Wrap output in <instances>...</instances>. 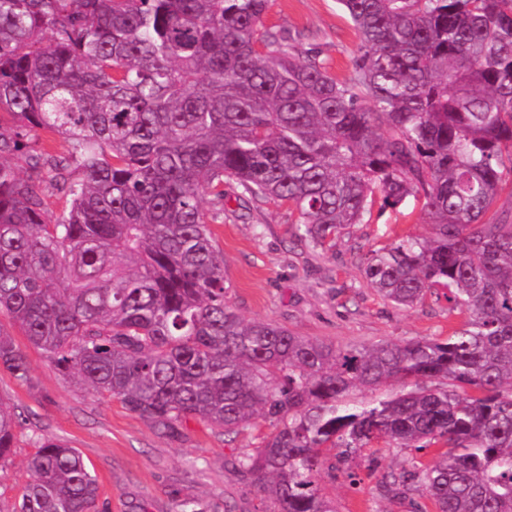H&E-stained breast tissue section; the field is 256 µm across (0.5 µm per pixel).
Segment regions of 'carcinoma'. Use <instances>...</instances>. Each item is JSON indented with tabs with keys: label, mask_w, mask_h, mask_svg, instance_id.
I'll return each instance as SVG.
<instances>
[{
	"label": "carcinoma",
	"mask_w": 512,
	"mask_h": 512,
	"mask_svg": "<svg viewBox=\"0 0 512 512\" xmlns=\"http://www.w3.org/2000/svg\"><path fill=\"white\" fill-rule=\"evenodd\" d=\"M269 2L0 0V314L171 437L189 416L229 437L269 420L234 465L278 512H336L323 452L379 439L445 447L384 492L512 512V223L489 214L512 184V0H337L361 37L342 79L263 25ZM226 179L291 205L312 248L376 192L421 201L432 232L372 252L365 276L398 308L442 286L465 320L357 347L242 319L209 229ZM0 366L28 380L1 331ZM18 426L0 402V469ZM27 469L15 512H100L65 442L38 439Z\"/></svg>",
	"instance_id": "carcinoma-1"
}]
</instances>
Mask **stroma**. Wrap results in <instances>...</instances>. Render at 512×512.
<instances>
[{"label": "stroma", "mask_w": 512, "mask_h": 512, "mask_svg": "<svg viewBox=\"0 0 512 512\" xmlns=\"http://www.w3.org/2000/svg\"><path fill=\"white\" fill-rule=\"evenodd\" d=\"M264 21L314 44L337 77L351 70L359 35L337 0H270ZM296 219L279 201L238 202L233 182L225 181L224 220L210 231L224 257L228 301L242 318L344 346L444 338L462 322L444 294L400 309L365 277L371 251L408 234L429 233L430 219L413 199L395 208L374 200L363 223L316 250L298 242ZM0 331L12 337L29 364L25 383L0 368V401L22 420L10 461L0 470V512H12L17 504L41 437L62 439L80 452L97 479L98 505L105 512H176L179 495L195 499L201 512H274L273 501L244 483L233 465L270 432L265 419L230 440L190 416L180 436L172 438L119 400L59 374L3 315ZM431 457L428 450L417 453L379 441L356 454L349 472H323L321 488L337 512H414L410 499L387 495L381 481L401 473L410 460L425 463Z\"/></svg>", "instance_id": "obj_1"}]
</instances>
